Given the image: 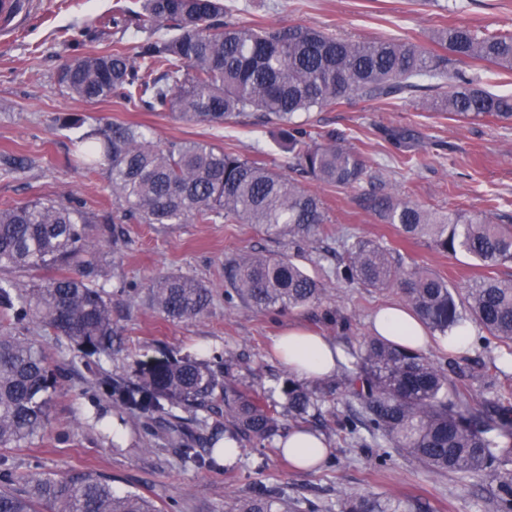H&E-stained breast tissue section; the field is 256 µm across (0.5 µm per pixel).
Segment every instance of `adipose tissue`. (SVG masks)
Here are the masks:
<instances>
[{
  "label": "adipose tissue",
  "instance_id": "adipose-tissue-1",
  "mask_svg": "<svg viewBox=\"0 0 512 512\" xmlns=\"http://www.w3.org/2000/svg\"><path fill=\"white\" fill-rule=\"evenodd\" d=\"M372 330L413 349L424 348L428 341L422 325L400 305L381 309L373 319ZM275 349L289 370L304 378L330 374L344 360L343 351L334 341L300 328L282 333L275 342ZM280 446L283 454L300 470L316 467L326 454L322 439L299 429L290 430Z\"/></svg>",
  "mask_w": 512,
  "mask_h": 512
}]
</instances>
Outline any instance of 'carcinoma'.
Returning a JSON list of instances; mask_svg holds the SVG:
<instances>
[{
    "label": "carcinoma",
    "mask_w": 512,
    "mask_h": 512,
    "mask_svg": "<svg viewBox=\"0 0 512 512\" xmlns=\"http://www.w3.org/2000/svg\"><path fill=\"white\" fill-rule=\"evenodd\" d=\"M112 28V49L80 52L59 70L64 91L83 102L115 97L129 109L171 112L193 124H222L255 114L275 126L302 173L323 185L360 188L374 181L352 149L300 127L303 113L320 112L352 96L383 102L412 87L420 75H438L443 60L431 48L391 40L355 42L305 25L242 24L224 13L223 0H142L135 11L115 0L112 13L91 27ZM144 34L130 56L129 28ZM433 43L456 60L487 61L512 70V34L480 36L466 26L442 24ZM434 112L461 119L512 120V94L473 86L461 74L428 101ZM88 124L76 166L86 176L106 172L112 210L98 216L76 199L0 205V447L15 448L43 435L66 376L28 337L42 328L58 347L89 368L112 357V292L102 253L119 249L112 224H257L269 236L306 243L330 219L318 195L294 178L223 147L200 141L162 148L141 126L104 117L69 115L65 126ZM381 218L407 238H428L435 249L461 253L483 267L512 264V225L481 215L432 213L409 200L377 201ZM345 259L335 277L364 288H396L433 336L452 341L474 323L485 348L504 344L512 355V278L484 276L461 289L409 263L375 240H342ZM47 272L45 282L14 274ZM225 302L258 310L301 308L328 296L326 282L292 257L255 253L224 265ZM150 306L172 321L196 319L212 293L192 278L152 280ZM135 378L100 371L96 386L129 418L159 422L164 440L194 467L222 469L224 448L208 432V413L224 403V441L264 448L282 419L306 423L323 413L319 382L290 379L284 403L241 389L221 363L167 357L137 362ZM347 414L340 430L361 445L395 452L435 474L482 478L496 512H512V393L489 386L477 401L448 376L441 360L377 336L348 352L336 380ZM159 512L144 496L116 494L112 480L87 471L34 478L0 457V512ZM338 512H417L400 498L372 492L345 494ZM281 488L261 486L233 500L228 512H297Z\"/></svg>",
    "instance_id": "obj_1"
}]
</instances>
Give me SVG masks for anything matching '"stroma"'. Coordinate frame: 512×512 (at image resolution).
Listing matches in <instances>:
<instances>
[{"label":"stroma","mask_w":512,"mask_h":512,"mask_svg":"<svg viewBox=\"0 0 512 512\" xmlns=\"http://www.w3.org/2000/svg\"><path fill=\"white\" fill-rule=\"evenodd\" d=\"M26 23L0 41V154L25 161L24 169L0 173V203L35 198H81L99 213L112 207L106 175L84 177L73 169V143L79 129L61 125L68 114L138 123L160 145L204 141L261 160L295 175L297 162L286 153L273 126L241 116L221 126L187 124L168 112H133L112 98L96 104L63 92L56 75L70 55L60 42L64 29L79 27L111 10L113 0H29ZM233 17L247 24L306 25L353 40L396 38L428 47L437 25L462 24L477 33L512 31V0H224ZM487 91L512 93V71L487 62H453ZM412 91L383 103L352 98L306 117L312 133L335 135L354 148L380 174L375 192L413 201L440 214L484 213L497 224H512V121L463 120L427 111L431 86L444 77H420ZM408 131L400 144L385 129ZM330 218L324 233L305 248L291 239L267 235L255 224H120V251L107 285L112 293L116 352L104 361L108 373L132 376L137 361L164 356L209 358L223 355L250 394H278L288 367L274 351L276 337L291 326L325 336L344 349L358 348L371 333V319L382 307L402 303L394 289L370 290L335 281L342 260L340 236L368 237L398 249L418 265L459 285L481 274L465 256L434 249L427 239L405 238L385 223L371 196L360 188L317 189ZM291 255L333 290L319 305L286 311L256 310L224 301V264L240 254ZM192 277L210 288L214 301L200 318L172 322L146 301V286L160 274ZM459 384L476 396L484 384L512 389V370L501 373L499 351L467 348L455 357ZM87 370L63 379L51 408L48 432L19 448H5L18 473L58 477L94 471L112 479L116 492L135 491L161 512H225L231 498L249 487L284 486L300 503L335 501L339 492L372 493L421 503L424 512H496L483 483L455 473L434 474L417 461L397 456L383 463L375 448H363L334 430H323L326 458L312 471L294 469L278 445L242 448L235 463L221 471L186 464L166 446L155 423L122 419L105 395H92ZM121 422L124 437L114 443L110 426Z\"/></svg>","instance_id":"35a3bbf8"}]
</instances>
